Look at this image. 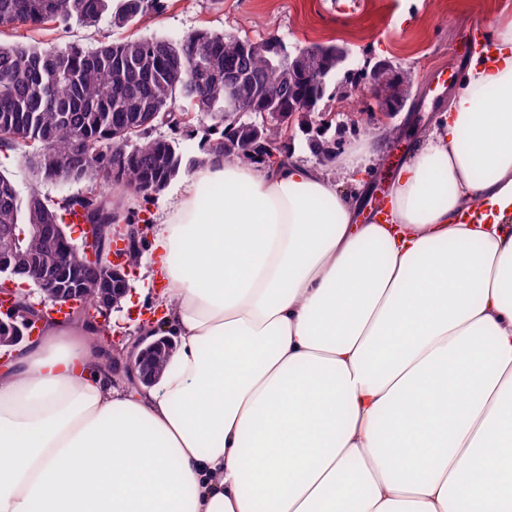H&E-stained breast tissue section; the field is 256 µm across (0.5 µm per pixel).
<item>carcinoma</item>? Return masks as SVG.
<instances>
[{"instance_id":"cac0c4a2","label":"carcinoma","mask_w":512,"mask_h":512,"mask_svg":"<svg viewBox=\"0 0 512 512\" xmlns=\"http://www.w3.org/2000/svg\"><path fill=\"white\" fill-rule=\"evenodd\" d=\"M163 7V0H0V18L32 26L54 22L93 27L108 13L114 27L124 28ZM191 36L202 52L189 70L181 43L166 37L103 40L90 48L72 44L53 55L40 44H0V155L15 151L20 142L36 150L47 141L60 177L85 184L90 172L108 166L113 144L125 147L124 161L111 176L92 184L89 194H43L39 185L46 180L36 169L34 184L24 192L0 168V260L18 267L13 281H31L25 261L39 259L47 266L57 250L53 232L20 240L14 237L20 230L31 224H61L64 217L77 213L89 224L92 209L105 212L110 224H129V217L112 213L103 184L123 186L148 200L206 162L203 156L185 155L176 137L152 136L159 125L176 133L188 124L185 106L194 109L198 104L187 86L205 72L237 68L251 89L250 115L233 123L224 120V81H211L207 112L217 122L214 129L204 130L205 139L215 136L210 150L241 162L250 160L253 152L265 156L285 138L284 123L295 115L304 147L320 160H330L338 145L336 133L331 123L318 124L311 116L321 111L328 88L338 77L353 83L363 76L346 69L340 48H317V69L299 72L288 64V49L276 38L253 42L204 30ZM119 79L129 86L123 99L110 93ZM264 112L274 113L267 123L262 120ZM145 121L149 127L131 131ZM85 247L84 242L73 244L70 268L57 273L56 284L81 288L85 301L94 303L100 279L111 276V267L103 257L100 277H78L88 262Z\"/></svg>"}]
</instances>
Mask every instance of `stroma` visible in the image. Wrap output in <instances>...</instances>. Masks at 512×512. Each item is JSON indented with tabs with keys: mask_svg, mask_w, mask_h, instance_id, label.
<instances>
[{
	"mask_svg": "<svg viewBox=\"0 0 512 512\" xmlns=\"http://www.w3.org/2000/svg\"><path fill=\"white\" fill-rule=\"evenodd\" d=\"M512 20V0H166L162 11L122 29L109 17L85 28L75 24L0 26L5 44H48L62 48L77 42L88 47L101 40L162 36L179 39L199 29L257 41L270 36L287 48L339 45L351 51L359 66L380 59L411 71L414 79L393 123L402 131L398 150L407 162L418 136L448 106L436 93L438 83L454 86L468 56L462 47L477 25ZM322 106L345 138L375 135L367 115L376 106L363 89L346 87ZM112 203L135 223L155 219L172 200L165 188L150 201L128 189L112 188Z\"/></svg>",
	"mask_w": 512,
	"mask_h": 512,
	"instance_id": "35a3bbf8",
	"label": "stroma"
}]
</instances>
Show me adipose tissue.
<instances>
[{
	"mask_svg": "<svg viewBox=\"0 0 512 512\" xmlns=\"http://www.w3.org/2000/svg\"><path fill=\"white\" fill-rule=\"evenodd\" d=\"M387 221L310 166L208 153L142 256L160 378L47 318L0 366V512H512V21Z\"/></svg>",
	"mask_w": 512,
	"mask_h": 512,
	"instance_id": "1",
	"label": "adipose tissue"
}]
</instances>
